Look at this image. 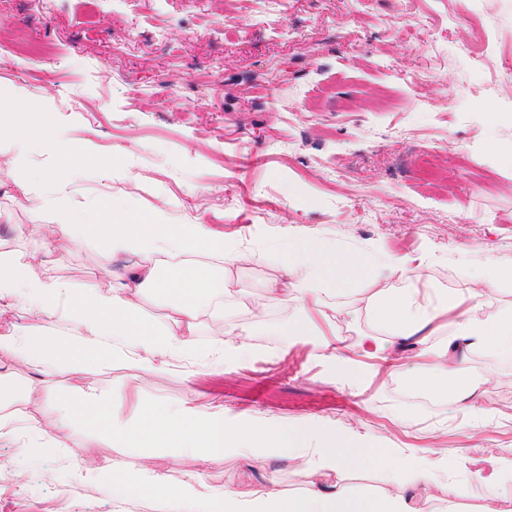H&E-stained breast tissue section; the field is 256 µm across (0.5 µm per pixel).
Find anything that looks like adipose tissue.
Wrapping results in <instances>:
<instances>
[{
    "label": "adipose tissue",
    "instance_id": "ef3b65f1",
    "mask_svg": "<svg viewBox=\"0 0 512 512\" xmlns=\"http://www.w3.org/2000/svg\"><path fill=\"white\" fill-rule=\"evenodd\" d=\"M46 123L41 113L23 115L11 103L0 102V131H9L7 146L17 152L13 158L0 153V168H19L24 155L48 142ZM63 206L69 218L49 225L43 236L47 250L94 241L113 255L136 259L129 277L117 286L104 289L90 282L76 288L59 269L47 267L41 254L23 257L0 250V306L23 303L46 323L41 330L20 327L1 335L0 364L22 367L42 377L68 376L69 399L59 408V425L64 428L79 422L89 428L88 450L74 464L73 478L111 480L117 498L139 492L161 504L164 512H412V498L443 469L447 450L423 448L400 457L365 438L332 433L323 436L319 448L309 455L302 450L303 434L287 421L228 418L223 407L193 399L175 408L147 406L135 417L120 420L110 396L85 385L86 371L122 367L133 373L151 372L196 351L200 317L209 315L226 327L233 322V312L220 297L208 308L200 307V298L213 286V276L209 269L189 262L188 254L211 252L230 264L251 261L252 256L236 247L223 230L209 224H173L162 210L149 218L128 216L122 224H95L82 221L72 202ZM170 256L176 257V264H167ZM274 257L282 276L265 286L264 302L292 296L299 315L288 335L316 337L317 348L328 352L338 372L359 378L349 350L336 342L325 307L330 293L372 279L368 257L285 234ZM465 279L464 291L442 297L418 285L400 293L377 285L370 288L360 304L371 313L376 328L362 336L360 351L394 363L407 339L423 335L430 327L447 330V345L416 353L419 372L414 381L457 399L462 353L480 347L512 356V305L492 312L485 309L487 290L512 288V271L490 261ZM151 293L172 296L170 326L157 327L142 315L140 299ZM17 395L13 374L0 373V442L19 448L55 446L58 433L40 426L34 408H27L19 418L6 413V405ZM105 445L198 459L212 453L268 459L285 454L310 474L311 481L294 495L279 489L272 472L262 488L248 491L207 488L196 480L174 486L148 470L133 483L121 471L100 465L96 450ZM365 463L378 466L398 485V492L388 497L352 492L326 479L327 473Z\"/></svg>",
    "mask_w": 512,
    "mask_h": 512
}]
</instances>
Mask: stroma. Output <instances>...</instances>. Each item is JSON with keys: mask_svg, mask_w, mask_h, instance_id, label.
Listing matches in <instances>:
<instances>
[{"mask_svg": "<svg viewBox=\"0 0 512 512\" xmlns=\"http://www.w3.org/2000/svg\"><path fill=\"white\" fill-rule=\"evenodd\" d=\"M480 6L494 61L470 66L474 32L454 21ZM431 29L422 38L398 28L402 12ZM512 0H0V94L20 111L38 108L60 124L82 163L54 146L31 152L18 171L36 179L54 171L83 215L111 222L130 212L167 209L175 224H215L255 254L228 265L206 254L252 353L216 374L213 327L202 320L197 354L168 369L85 375L112 392L121 418L141 405L174 407L188 399L223 406L228 417L288 420L307 447L334 431L377 439L382 448H444L448 464L430 488L456 512H512V476L500 488L480 480L476 457L512 460V358L471 351L461 381L475 387L472 409L418 388L415 362L346 382L313 347H289L282 331L298 316L281 300L254 316L251 304L281 275L270 257L277 232L323 240L345 252L380 251L412 258L433 288L454 292L464 272L492 261L512 271ZM428 69L435 83H412ZM276 77L268 102L261 88ZM400 127L399 139L386 130ZM112 164L102 179V164ZM376 200L360 211L354 200ZM32 213L0 188V247L28 254L42 244L32 225L55 222ZM74 286L126 279L132 258L82 244L56 256ZM353 297L327 299L340 345L357 347L372 332ZM15 408L40 403L52 429L53 396L69 381L18 371ZM87 429L71 426L59 451L0 444V512H161L144 495L123 500L105 482H82L71 461L85 452ZM158 476L212 488H258L275 472L280 489L300 493L308 476L288 457L212 454L205 461L161 455Z\"/></svg>", "mask_w": 512, "mask_h": 512, "instance_id": "stroma-1", "label": "stroma"}]
</instances>
